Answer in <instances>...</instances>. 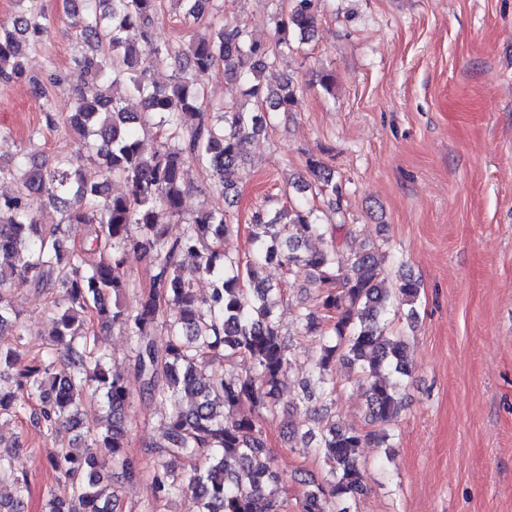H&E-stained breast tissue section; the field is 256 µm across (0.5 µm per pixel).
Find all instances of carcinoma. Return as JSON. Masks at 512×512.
<instances>
[{
  "mask_svg": "<svg viewBox=\"0 0 512 512\" xmlns=\"http://www.w3.org/2000/svg\"><path fill=\"white\" fill-rule=\"evenodd\" d=\"M14 2L10 24L0 25L4 80L27 77L26 51L50 29L34 0ZM172 2L180 6L183 20L210 30L177 51L156 39L160 0H64L86 49L74 59L72 71L51 74L45 82L30 79L37 99L47 98L49 84L71 96L74 108L63 130L80 133L87 154H60L51 165L31 153L8 163L0 160V176L8 174L16 183L13 193L0 196V330L10 325L19 338L25 336L11 296L17 279L49 295L55 308L54 331L37 345L34 363L0 351V370H8L0 375V419L25 416L48 431L67 425L78 429L73 446L48 458L71 496L50 497L45 512H117L103 471L109 459L125 467L129 477L137 476L127 451L130 393L98 347L94 327L118 325L129 336L143 392L154 400L190 399L188 409L168 416L163 441L150 450L153 498L183 496L189 512H288L259 424L278 417L281 379L296 347L276 317L281 289L258 275L263 265L276 262L290 273L306 271L322 288L323 316L298 315L321 340L312 368L320 387L306 397L333 401L338 362L365 386L368 419L376 429L335 422L307 432L318 438L313 452L323 457L331 480L305 490L298 512H347L342 503L366 492L361 448L370 443L391 447L385 426L402 409L401 390L409 376L407 337L392 334V315L406 306L407 317H416L421 283L403 274L395 287H383V269L370 248L351 252L344 266L337 262L339 243L303 250L304 240L339 232L343 225L322 223L318 210L301 202L272 213L254 212V248L245 261L224 251V237L234 231L227 211L202 209L184 216L190 165L208 172L210 191L233 205L242 142L274 120L263 104L290 112L297 97L290 82L275 90L264 87L261 76L277 59L265 40L244 25L207 13V0ZM290 2L273 17L276 45L287 49L309 40L317 23L315 0ZM132 31L134 40L128 37ZM167 64L176 75L173 82L159 84L152 72ZM219 64L226 78L244 86L243 95L257 109L207 103L205 80ZM131 98L139 100L141 111H129ZM147 130L162 139L150 153L140 139ZM89 164L96 174L89 173ZM308 168L320 193L340 194L341 186L320 160H309ZM114 180L125 184V193H109ZM46 198L62 206L61 223L39 222L37 204ZM173 221L187 225L174 240L165 231ZM66 224L88 227L82 245H66ZM130 248L150 255L151 276L149 288L128 308L117 298L129 287ZM185 254L197 258L198 273L211 277L208 293L198 294L184 277ZM161 334L166 336L162 346L157 344ZM240 358L252 362L254 374L243 377L216 368L204 375L210 366L231 367ZM97 396L107 406L106 422H86L83 400ZM6 475L13 477L16 496L0 500V512H24L28 477L14 474L11 454L0 452V477Z\"/></svg>",
  "mask_w": 512,
  "mask_h": 512,
  "instance_id": "1",
  "label": "carcinoma"
}]
</instances>
